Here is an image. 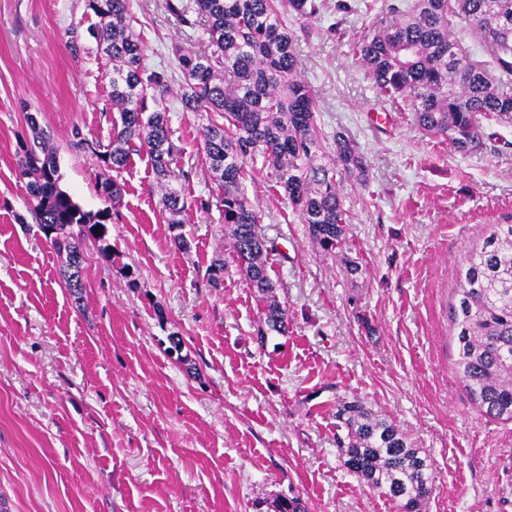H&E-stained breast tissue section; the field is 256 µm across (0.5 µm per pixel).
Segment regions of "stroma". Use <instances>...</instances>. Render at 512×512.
Wrapping results in <instances>:
<instances>
[{"mask_svg":"<svg viewBox=\"0 0 512 512\" xmlns=\"http://www.w3.org/2000/svg\"><path fill=\"white\" fill-rule=\"evenodd\" d=\"M287 18L299 74L318 100L325 143L365 157L366 181L343 176L349 224L322 256L265 168L246 182L270 247L269 275L288 332L267 331L261 302L231 259L201 120L169 97L172 140L193 204L177 249L146 155L121 173L109 251L85 242L74 300L63 255L26 215L15 175L27 114L58 145L62 187L102 209L109 170L67 147L72 127L108 141L111 65L71 55L66 31L95 21L85 0H0V499L12 512H274L300 496L309 512H396L349 473L336 447V401L356 397L426 450L436 490L423 512H512V424L480 415L455 369L448 318L456 271L492 224H512V123L484 126L482 152L461 154L388 107L351 45L390 0H321ZM163 0H130L148 65H168L182 32ZM357 261L347 274L345 259ZM180 341L181 352L171 349Z\"/></svg>","mask_w":512,"mask_h":512,"instance_id":"stroma-1","label":"stroma"}]
</instances>
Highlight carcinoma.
Here are the masks:
<instances>
[{
  "label": "carcinoma",
  "instance_id": "carcinoma-1",
  "mask_svg": "<svg viewBox=\"0 0 512 512\" xmlns=\"http://www.w3.org/2000/svg\"><path fill=\"white\" fill-rule=\"evenodd\" d=\"M96 22L67 32L71 54L90 53L87 40L112 63V140L71 131L68 148L120 173L133 153L150 159L172 228L180 227L190 203L172 185L173 145L167 97L178 84L182 111L208 115L201 127L205 162L219 187L217 201L229 230L230 249L264 302L271 332L288 330V310L277 299L268 273L269 252L258 234L259 216L244 184L263 158L275 182L307 224L326 255L336 253L349 219L336 176L362 181L367 165L356 144L336 135L334 158L316 126V100L299 76L295 36L284 24L289 13L308 20L319 0H164L168 16L184 31H203L210 48L195 52L172 46L175 66L154 70L143 63V46L127 22L129 0H85ZM390 19L369 28L352 45L378 93L413 113L419 129L449 141L461 154L485 148L484 123L512 121V0H409L387 6ZM459 25L479 35L498 71L475 60L453 37ZM31 139L16 152V178L25 184L29 213L39 229L66 253L64 281L83 288L81 244L106 242L112 208L119 205L116 180L100 186L104 208L84 210L61 187L51 138L27 115ZM78 227L72 233V227ZM456 342L455 370L483 416L512 422V224H493L481 247L465 257L450 306ZM336 436L348 471L395 503L398 512H421L435 479L426 452L392 421L354 398L336 403ZM276 512H308L298 496L280 499Z\"/></svg>",
  "mask_w": 512,
  "mask_h": 512
}]
</instances>
